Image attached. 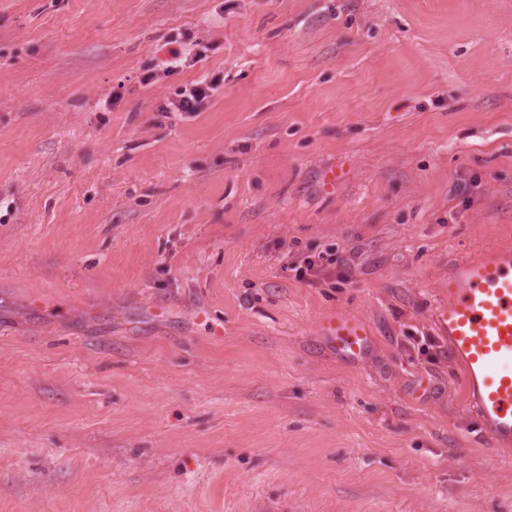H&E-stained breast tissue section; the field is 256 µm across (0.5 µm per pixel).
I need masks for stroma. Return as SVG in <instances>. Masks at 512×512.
<instances>
[{"instance_id": "1", "label": "stroma", "mask_w": 512, "mask_h": 512, "mask_svg": "<svg viewBox=\"0 0 512 512\" xmlns=\"http://www.w3.org/2000/svg\"><path fill=\"white\" fill-rule=\"evenodd\" d=\"M495 244L512 0H0V512H512L430 319ZM218 79H207L204 78L200 81L191 83L189 86H185L177 94L176 98L168 104L170 110L176 112H198L203 102L212 96V94L219 87ZM172 106V107H171ZM320 335L325 344L336 349V356L352 363L362 361L373 344L371 328L364 319L346 313L325 317Z\"/></svg>"}]
</instances>
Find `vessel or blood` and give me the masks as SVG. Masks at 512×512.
<instances>
[{
	"label": "vessel or blood",
	"instance_id": "vessel-or-blood-1",
	"mask_svg": "<svg viewBox=\"0 0 512 512\" xmlns=\"http://www.w3.org/2000/svg\"><path fill=\"white\" fill-rule=\"evenodd\" d=\"M432 320L464 368L469 389L465 410L476 416L494 445L512 444V248L457 261L448 272V300ZM324 343L357 363L373 338L363 318L337 313L323 319Z\"/></svg>",
	"mask_w": 512,
	"mask_h": 512
}]
</instances>
